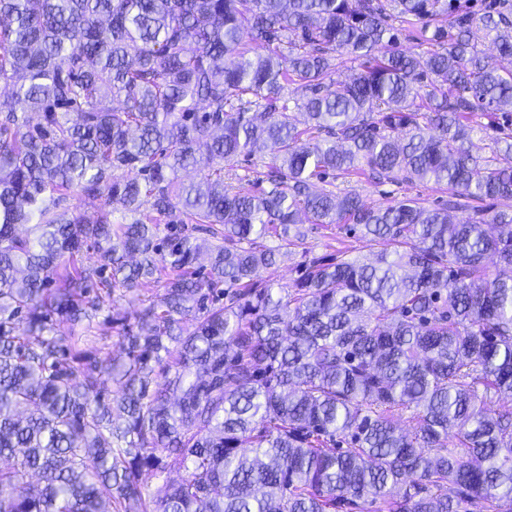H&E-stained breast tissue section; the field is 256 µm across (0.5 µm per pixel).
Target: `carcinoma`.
<instances>
[{
    "mask_svg": "<svg viewBox=\"0 0 512 512\" xmlns=\"http://www.w3.org/2000/svg\"><path fill=\"white\" fill-rule=\"evenodd\" d=\"M459 9L0 0V512H512V166L470 146L483 112L512 154V72L480 49L511 57L512 19ZM392 18L431 48L402 51ZM269 145L256 189L224 184ZM338 174L448 201L371 207ZM462 198L486 206L456 223ZM300 224L378 251L277 288ZM85 244L99 266H70ZM149 285L133 325L99 318ZM102 323L124 356L87 348Z\"/></svg>",
    "mask_w": 512,
    "mask_h": 512,
    "instance_id": "obj_1",
    "label": "carcinoma"
}]
</instances>
